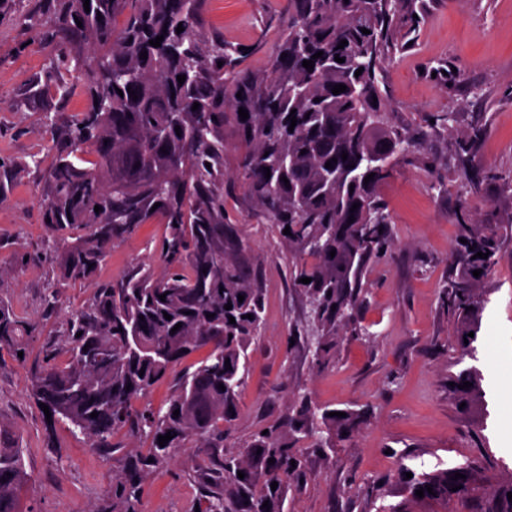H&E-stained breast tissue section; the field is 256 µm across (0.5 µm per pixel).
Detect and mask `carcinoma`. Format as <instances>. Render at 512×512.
Instances as JSON below:
<instances>
[{"label": "carcinoma", "mask_w": 512, "mask_h": 512, "mask_svg": "<svg viewBox=\"0 0 512 512\" xmlns=\"http://www.w3.org/2000/svg\"><path fill=\"white\" fill-rule=\"evenodd\" d=\"M201 4L89 0L87 13L84 0H46L37 16L16 12L21 23L72 34L74 53L61 59L63 72L36 93L71 85L86 100L84 111L58 135L64 147L49 167L43 204V218L55 231L85 230L62 260L63 278H94L113 241L142 224L166 225L160 268L136 266L95 285L88 302L66 319L67 363H47L28 378L32 398L48 406L50 420L70 423L98 448L109 447L123 427L151 437L147 454L130 460L129 476L113 483L112 512H137L135 480L168 462L173 448L207 449L203 456H189L209 479L200 512H284L285 490L306 480L299 444L334 449L367 419L365 410L351 408L344 417H331L302 395L287 422L266 434L257 431L243 451H224V427L240 410L248 351L263 329L262 289L241 267L236 247L229 245L234 229L224 224L226 109L248 111L239 128L248 146L241 168L250 195L280 229L290 228L283 244L299 260L295 286L306 297L305 340L318 369L329 363L336 337L361 335L351 316L361 304L362 277L390 247L379 188L398 161L419 154L418 141L406 129L384 120L382 85L395 55L410 48L425 3L288 0L292 23L269 75L239 69L244 51L207 33ZM179 26L184 31L176 32ZM161 35V46L149 44ZM343 40L348 45L340 49ZM142 52L147 58H140ZM337 56L345 62H336ZM311 59L313 69L303 67ZM179 75L186 76L182 84ZM338 84L347 89L335 95ZM485 134L478 114L469 131L457 134L459 155H471ZM371 173L373 179L364 181ZM96 206L102 211L95 212ZM510 230L512 224L461 225L467 243L458 244L446 288L464 351L477 340L468 333L480 330L479 284ZM479 252L488 257H475ZM479 269L482 275L473 276ZM304 277L311 282L301 283ZM37 329L0 299V350L26 352ZM205 347L206 355L178 378L165 410L132 411V401ZM448 381L455 383L448 393L466 403L464 410L483 404L478 371L464 370ZM465 381L473 386L459 388ZM93 412L98 416L91 417ZM168 432L172 439L159 444ZM457 472L463 477L455 478ZM468 476L467 465L415 473L405 480L409 500H419L415 492L426 486L433 488L424 493L426 500L466 497L472 491ZM28 479L23 449L0 424V512H22Z\"/></svg>", "instance_id": "carcinoma-1"}]
</instances>
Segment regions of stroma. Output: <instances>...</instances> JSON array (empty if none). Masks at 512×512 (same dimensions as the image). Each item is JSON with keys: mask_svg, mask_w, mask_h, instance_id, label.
<instances>
[{"mask_svg": "<svg viewBox=\"0 0 512 512\" xmlns=\"http://www.w3.org/2000/svg\"><path fill=\"white\" fill-rule=\"evenodd\" d=\"M426 6L412 47L396 54L386 73L387 121L420 139L422 158L398 164L380 189L394 247L362 279L363 304L353 322L367 336L337 338L324 369L314 368L305 350L306 298L293 284L295 260L239 177L246 146L234 114L224 120V221L243 238L240 261L264 292L262 336L251 346L239 415L224 445L242 446L257 430L284 422L298 390L322 408L367 412L359 433L332 457L306 449L310 479L289 487L285 512L404 505L398 454L405 450L427 468L470 464L476 488L462 500L414 504L413 512H489L497 490L512 485V233L503 236L496 264L480 283L484 308L471 354H462L442 304L460 224L512 222V190L504 183L512 175V0H426ZM18 8L38 15L44 0H22L0 13V158L29 165L0 196V265L13 270L0 284V298L39 328L26 361L0 353V423L25 450L23 512H110L113 483L124 477L130 456L147 452L149 438L122 429L110 447L95 448L64 423L47 431L27 386L31 365L66 361L65 316L92 288L62 280L59 266L46 259V251L64 253L70 242L41 219L45 175L57 152L50 130L70 124L85 100L77 90L36 98L31 87L69 49V36L17 22ZM203 13L208 31L248 47L244 70L272 71L288 31L287 0H205ZM441 61L455 69L447 85L430 73ZM439 112L454 113L457 131L477 113L487 123L475 160L498 177L484 184L481 197L467 192L454 134L427 122ZM428 157L436 169L425 166ZM164 231L146 224L115 241L96 279L117 278L136 264L159 265ZM22 253L27 261H19ZM53 293L58 304L51 310L46 300ZM471 367L482 376L485 404L465 413L448 393V377ZM188 455L175 449L167 464L142 478L140 512H195L206 477Z\"/></svg>", "mask_w": 512, "mask_h": 512, "instance_id": "stroma-1", "label": "stroma"}]
</instances>
